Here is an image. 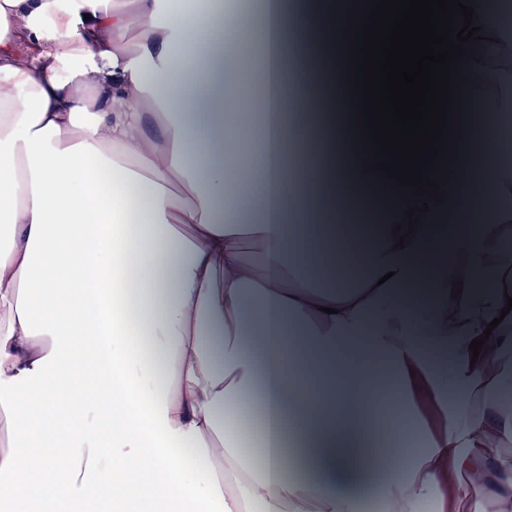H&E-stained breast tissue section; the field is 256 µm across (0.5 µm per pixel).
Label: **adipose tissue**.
Segmentation results:
<instances>
[{
  "mask_svg": "<svg viewBox=\"0 0 512 512\" xmlns=\"http://www.w3.org/2000/svg\"><path fill=\"white\" fill-rule=\"evenodd\" d=\"M467 100L512 112V30L484 0ZM287 17L268 0L261 165L255 190L224 177V64L233 36L218 15L175 0H0V500L12 512H157L159 500L197 512H359L351 485L365 462L358 408L370 379L388 374L413 418L423 393L440 421L419 439L400 428L385 448L382 512H484L512 505V460L485 451L512 441V166L468 179L466 160L445 200L398 244L403 210L386 196L364 275L311 284L312 257L334 251L335 227L308 247L283 174L288 121L278 61ZM141 37L125 41L131 26ZM35 45L29 65L17 44ZM168 114L153 125L146 98ZM335 138L310 182L309 203L334 212ZM183 191L170 190L174 179ZM448 223L451 244L437 249ZM250 225L265 262L248 263ZM461 295H453L454 282ZM486 342L471 358L469 345ZM265 385V454L241 450L231 409ZM295 402L302 441L327 481L283 475L280 407ZM41 416L29 420L31 407ZM92 414L96 429L75 417ZM110 441H103L102 432ZM64 433L70 445L39 446ZM202 461L189 468L185 455ZM165 477L158 497L154 474Z\"/></svg>",
  "mask_w": 512,
  "mask_h": 512,
  "instance_id": "adipose-tissue-1",
  "label": "adipose tissue"
}]
</instances>
